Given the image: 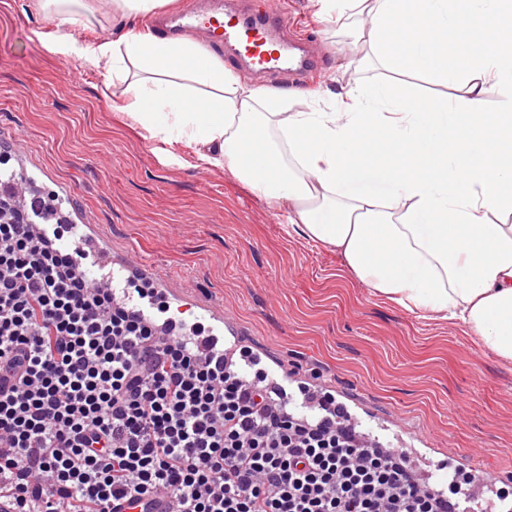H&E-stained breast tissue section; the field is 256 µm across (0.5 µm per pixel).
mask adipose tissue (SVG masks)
<instances>
[{
  "label": "adipose tissue",
  "mask_w": 512,
  "mask_h": 512,
  "mask_svg": "<svg viewBox=\"0 0 512 512\" xmlns=\"http://www.w3.org/2000/svg\"><path fill=\"white\" fill-rule=\"evenodd\" d=\"M369 10L378 60L439 81L464 80L450 103L385 83L328 112L282 115L285 90L242 83L195 39L138 27L178 0H33L60 29L47 44L122 85L118 106L144 139L191 147L228 167L286 224L335 247L351 272L406 309L458 320L512 360V0H354ZM121 21L81 43L70 28ZM498 92L502 109L483 108ZM293 154L285 164L282 150Z\"/></svg>",
  "instance_id": "1"
}]
</instances>
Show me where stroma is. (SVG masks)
I'll return each mask as SVG.
<instances>
[{
	"label": "stroma",
	"mask_w": 512,
	"mask_h": 512,
	"mask_svg": "<svg viewBox=\"0 0 512 512\" xmlns=\"http://www.w3.org/2000/svg\"><path fill=\"white\" fill-rule=\"evenodd\" d=\"M31 3L0 0V145L21 151L40 186L69 185L113 256L151 264L187 302L222 311L244 346L358 418L382 421L410 459L426 467L467 458L475 478L512 493V360L461 324L374 291L335 248L287 234V202L268 203L231 170L197 167L183 145L182 164L167 163L113 111L121 88L48 51L58 27ZM254 4L288 11L325 56L289 111H311L308 89L321 87L327 106L381 78L427 98L465 94L459 79L382 68L368 41L354 38L371 19L353 6L319 22L315 0Z\"/></svg>",
	"instance_id": "1"
}]
</instances>
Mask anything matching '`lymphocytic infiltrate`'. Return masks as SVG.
I'll return each instance as SVG.
<instances>
[{
  "label": "lymphocytic infiltrate",
  "mask_w": 512,
  "mask_h": 512,
  "mask_svg": "<svg viewBox=\"0 0 512 512\" xmlns=\"http://www.w3.org/2000/svg\"><path fill=\"white\" fill-rule=\"evenodd\" d=\"M0 151V500L16 512H457L394 453L286 411L174 318L116 300L76 261L54 206L19 202ZM169 502L163 498L142 497L122 501L115 512H171Z\"/></svg>",
  "instance_id": "obj_1"
}]
</instances>
